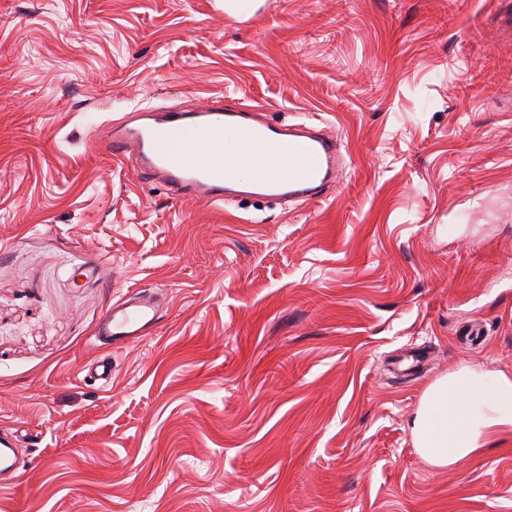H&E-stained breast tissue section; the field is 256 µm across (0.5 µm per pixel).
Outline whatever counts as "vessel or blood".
<instances>
[{"mask_svg": "<svg viewBox=\"0 0 512 512\" xmlns=\"http://www.w3.org/2000/svg\"><path fill=\"white\" fill-rule=\"evenodd\" d=\"M195 138L208 140V150L191 159L181 156L177 145ZM228 140L255 149L248 182L238 181L234 159L220 164L213 158ZM101 144L113 158L135 161L146 178L212 204L238 195L284 201L321 199L335 181L340 159L334 137L300 124H277L263 119L255 107L229 105L220 98L192 111L132 113L126 123L108 128ZM161 306L150 288L127 290L109 306L95 332L96 346L107 353L86 366L95 381L111 385L109 349L127 347L154 333ZM19 440L15 431L0 435L2 486H17L24 478L16 463Z\"/></svg>", "mask_w": 512, "mask_h": 512, "instance_id": "b4317fda", "label": "vessel or blood"}]
</instances>
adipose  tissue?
I'll return each instance as SVG.
<instances>
[{"instance_id":"adipose-tissue-1","label":"adipose tissue","mask_w":512,"mask_h":512,"mask_svg":"<svg viewBox=\"0 0 512 512\" xmlns=\"http://www.w3.org/2000/svg\"><path fill=\"white\" fill-rule=\"evenodd\" d=\"M410 430L434 466L474 454L492 437L512 433V375L471 367L448 373L424 392Z\"/></svg>"}]
</instances>
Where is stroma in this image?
I'll use <instances>...</instances> for the list:
<instances>
[{"label":"stroma","mask_w":512,"mask_h":512,"mask_svg":"<svg viewBox=\"0 0 512 512\" xmlns=\"http://www.w3.org/2000/svg\"><path fill=\"white\" fill-rule=\"evenodd\" d=\"M0 0V512H512L426 389L512 374V0ZM220 98L337 136L321 200L176 197L103 124ZM156 332L83 367L121 292ZM83 371L94 378L95 381L100 382L102 387H107L112 384V354L103 355L94 359L92 362L84 366ZM20 427H11L10 433L0 435V482L4 487L19 485L24 478L25 472L20 471L16 463L17 442H20L21 434H18Z\"/></svg>","instance_id":"obj_1"}]
</instances>
